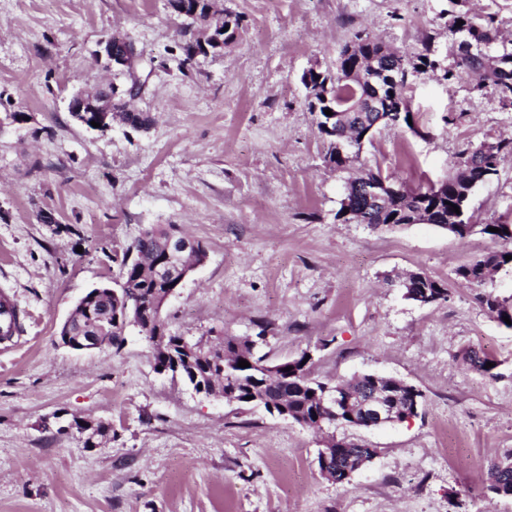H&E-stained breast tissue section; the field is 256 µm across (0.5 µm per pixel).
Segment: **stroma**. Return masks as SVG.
Here are the masks:
<instances>
[{
  "label": "stroma",
  "instance_id": "1",
  "mask_svg": "<svg viewBox=\"0 0 512 512\" xmlns=\"http://www.w3.org/2000/svg\"><path fill=\"white\" fill-rule=\"evenodd\" d=\"M218 4L243 31L189 62L197 32L168 0H0V292L22 312L17 343L0 345V512H512V497L486 489L488 459L512 452V327L478 300L512 296V264L481 288L457 275L504 244L337 220L350 173L326 162L301 82L312 67L336 71L359 34L407 57L428 45L452 65L448 0ZM115 34L141 57L131 106L149 129L92 131L68 110L77 90L125 85L96 58ZM406 101L412 126L379 127L358 165L411 188L512 136V106L471 75L409 73ZM470 210L512 224V157ZM153 224L207 252L163 307L170 332L255 336L271 362L307 351L332 384L404 379L423 393L418 415L313 431L156 371L135 328L102 349L58 345L77 301L119 287L127 248ZM410 272L443 282L447 298L408 300ZM471 349L496 361L492 374L468 368ZM56 413L111 431L88 449ZM332 436L377 451L344 484L318 468Z\"/></svg>",
  "mask_w": 512,
  "mask_h": 512
}]
</instances>
